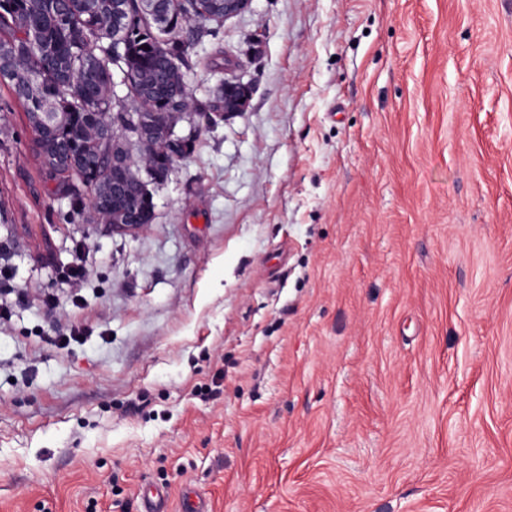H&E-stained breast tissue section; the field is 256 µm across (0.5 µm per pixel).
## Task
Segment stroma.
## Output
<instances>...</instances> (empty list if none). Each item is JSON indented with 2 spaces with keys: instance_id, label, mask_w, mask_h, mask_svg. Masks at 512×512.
<instances>
[{
  "instance_id": "obj_1",
  "label": "stroma",
  "mask_w": 512,
  "mask_h": 512,
  "mask_svg": "<svg viewBox=\"0 0 512 512\" xmlns=\"http://www.w3.org/2000/svg\"><path fill=\"white\" fill-rule=\"evenodd\" d=\"M215 30L187 90L249 106L179 122L132 231L71 216L0 87V512H512V0Z\"/></svg>"
}]
</instances>
